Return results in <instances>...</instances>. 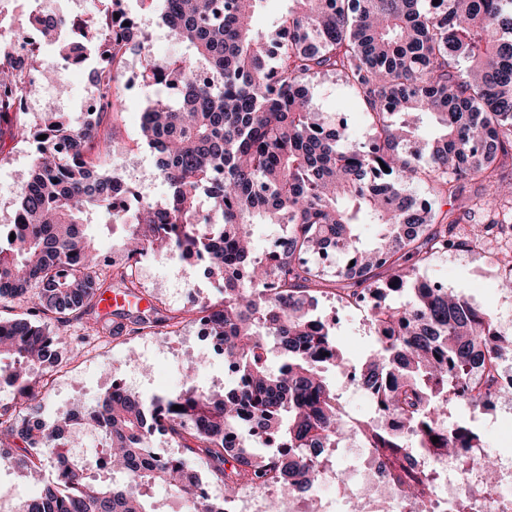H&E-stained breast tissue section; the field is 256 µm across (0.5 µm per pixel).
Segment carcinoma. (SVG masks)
<instances>
[{
    "instance_id": "obj_1",
    "label": "carcinoma",
    "mask_w": 512,
    "mask_h": 512,
    "mask_svg": "<svg viewBox=\"0 0 512 512\" xmlns=\"http://www.w3.org/2000/svg\"><path fill=\"white\" fill-rule=\"evenodd\" d=\"M156 1L189 50L176 60L143 56L142 142L169 188L162 205L125 214L137 193L116 197L123 178L102 160L112 72L131 39L122 9L85 15L75 26L78 44L96 45L90 80L103 91L83 122L26 120L24 101L36 84L0 50V136L6 129L38 145L19 184L20 218L0 233V302L29 304L27 317L0 319V371L23 397L22 415L0 412V463L23 477L41 473L44 449L79 418L102 429L110 472L90 481L95 461L58 451V481L20 501L17 512H153L141 487L156 484L174 488L177 508L191 512H226V498L245 484L306 495L326 449L352 434L378 453L404 498L425 496L435 478L414 458L451 456L460 443L482 447L466 420L445 419L450 395L464 385L468 400L490 402L495 370L512 358V342L495 337L492 311L425 275L436 256L480 247L504 230L512 0H292L295 8L269 32L254 25L263 0ZM35 24L44 40L56 36L55 16ZM461 61L467 70L458 69ZM326 73L363 101L365 144H348L346 125L313 108L310 87ZM426 116L437 128L430 139ZM475 178L483 193H466ZM414 181L451 209L418 202L408 191ZM203 195L211 201L207 219L199 214ZM102 211L127 227L126 259L188 250L224 281V300L191 301L184 313L223 341L224 370L237 383L222 394L196 386L200 364L192 360L176 394L148 403L112 391L97 410L76 409L49 426L37 378L58 359L61 337L37 317L51 313L63 324L94 308L107 275L87 228ZM254 224L285 225L274 254L256 253ZM365 224L377 227L369 244L359 232ZM325 282L345 303L377 300L376 346L359 364L317 313L314 293ZM110 288L136 293L131 267L116 272ZM132 324L173 334L179 322L152 304ZM329 366L352 368L377 415L401 420L403 430L352 429L324 377ZM154 429L205 461L224 498L199 494L201 476L184 458H149L144 440ZM15 440L24 443L16 455Z\"/></svg>"
}]
</instances>
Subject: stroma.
I'll return each mask as SVG.
<instances>
[{
  "label": "stroma",
  "instance_id": "obj_1",
  "mask_svg": "<svg viewBox=\"0 0 512 512\" xmlns=\"http://www.w3.org/2000/svg\"><path fill=\"white\" fill-rule=\"evenodd\" d=\"M128 15L139 19L144 29L145 42L150 52L158 57L175 59L183 57L185 48L170 37L160 13L145 0H122ZM132 72H123L118 80L122 90V103L118 111L108 114L106 124L110 132L108 164L132 186L146 195L151 203L164 202L168 186L160 176L154 155L140 140V116L146 102L133 83ZM312 101L318 111L329 118H342L348 128L350 141H364L367 133L364 107L334 74L318 79L311 88ZM512 246V237L492 240L479 252L458 250L437 257L427 270L429 278L440 281L448 289H464L469 299L492 309L494 313H512V292H504L498 286L497 276L484 275L501 249ZM133 278L141 294L149 301H162L172 313H179L187 304L188 292H195L204 301L218 302L224 297L222 282L216 277H202L197 268L171 263L155 256H148L138 265ZM43 321L53 334L66 337L69 345L80 346L82 357L70 359L67 350L59 352L57 363L43 373L45 383L44 416L55 421L65 413L70 397L64 389L77 383L82 387L85 403L96 404L109 385L115 370L126 365L145 364L146 371L131 384L132 393L143 399L181 391L184 382L183 365L172 355L168 346L173 341H185L194 329L193 323H184L177 335L166 329L141 335L123 329L116 336L88 335L87 318L71 315L67 323L56 322L53 316ZM336 333L344 353L352 362L362 361L375 344L368 314L359 313L344 318L336 327ZM472 416L474 425L483 439V447L490 456L512 454V415L491 410L484 414L471 413L469 408L453 403L448 407L449 419Z\"/></svg>",
  "mask_w": 512,
  "mask_h": 512
}]
</instances>
